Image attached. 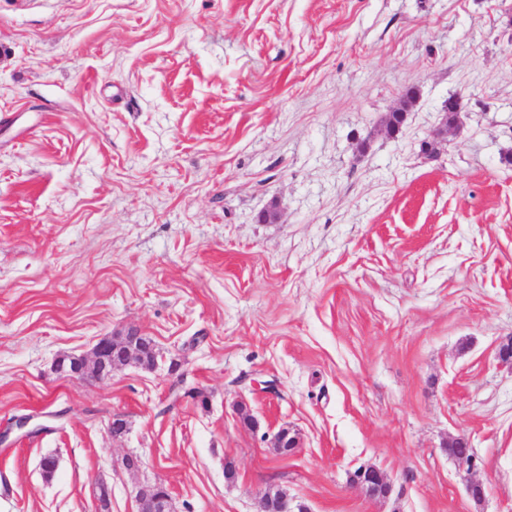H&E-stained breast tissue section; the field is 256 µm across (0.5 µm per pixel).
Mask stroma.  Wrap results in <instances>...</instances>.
Masks as SVG:
<instances>
[{
    "mask_svg": "<svg viewBox=\"0 0 512 512\" xmlns=\"http://www.w3.org/2000/svg\"><path fill=\"white\" fill-rule=\"evenodd\" d=\"M510 337L512 0H0V512H512ZM459 101V98L455 96L448 97V102L445 104V107H448V113L444 112L439 125L432 132L431 138L428 141H424L422 143L423 154L431 158L436 157L437 145L447 141L448 135L453 133L456 128V118L453 124L450 126H448V119L454 112H460L461 104H459ZM136 332H129L127 336H121L120 341L112 337L101 338L92 348L89 355L71 357L73 363L65 369V358L56 361V372L68 377L82 380L91 379L97 382L108 379L112 375V367L126 365L134 361L141 366L144 359L137 345ZM353 483L369 496L385 497L390 493L391 485L386 474L377 467L366 466L358 469ZM140 504L145 506L148 512H171V495L162 483L144 485L138 492Z\"/></svg>",
    "mask_w": 512,
    "mask_h": 512,
    "instance_id": "obj_1",
    "label": "stroma"
}]
</instances>
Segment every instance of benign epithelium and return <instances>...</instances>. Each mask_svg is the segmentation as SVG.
I'll return each instance as SVG.
<instances>
[{"label":"benign epithelium","instance_id":"1","mask_svg":"<svg viewBox=\"0 0 512 512\" xmlns=\"http://www.w3.org/2000/svg\"><path fill=\"white\" fill-rule=\"evenodd\" d=\"M456 125L448 124V114H443L439 125L431 138L422 143L423 154L434 158L437 145L447 141ZM137 333L131 331L117 341L111 337L101 338L92 348L90 354L72 358V364L65 366V359L56 361V372L68 377L82 380L91 379L98 382L112 375V368L130 362L142 363L144 356L137 345ZM353 483L370 496L385 497L390 493L391 485L386 474L375 466L358 469L353 475ZM140 504L146 512H170L171 495L162 483L144 485L138 492ZM260 512H292L288 497L282 492H268L259 501Z\"/></svg>","mask_w":512,"mask_h":512}]
</instances>
